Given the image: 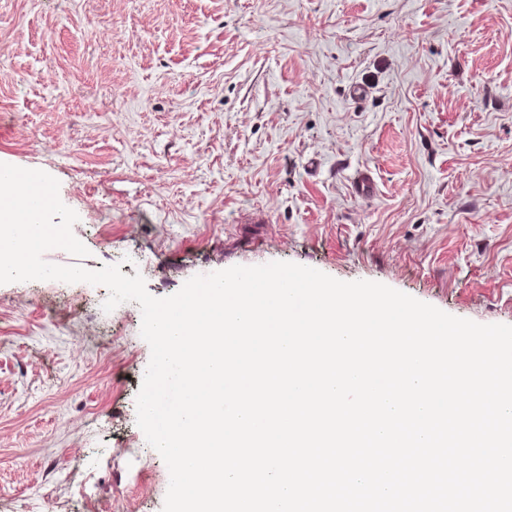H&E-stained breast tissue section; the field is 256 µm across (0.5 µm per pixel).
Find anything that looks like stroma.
I'll return each instance as SVG.
<instances>
[{
  "mask_svg": "<svg viewBox=\"0 0 512 512\" xmlns=\"http://www.w3.org/2000/svg\"><path fill=\"white\" fill-rule=\"evenodd\" d=\"M0 163L158 298L288 261L512 325V0H0ZM108 296L0 284V512H162Z\"/></svg>",
  "mask_w": 512,
  "mask_h": 512,
  "instance_id": "stroma-1",
  "label": "stroma"
}]
</instances>
